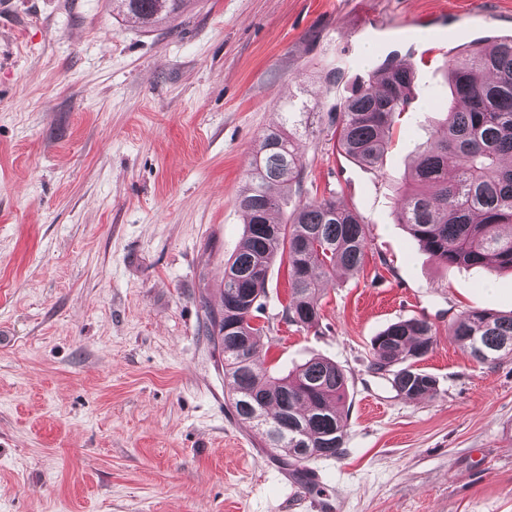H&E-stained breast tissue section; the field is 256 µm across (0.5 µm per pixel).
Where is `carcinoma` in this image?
Returning <instances> with one entry per match:
<instances>
[{
  "mask_svg": "<svg viewBox=\"0 0 512 512\" xmlns=\"http://www.w3.org/2000/svg\"><path fill=\"white\" fill-rule=\"evenodd\" d=\"M193 0H112V12L150 30L179 17ZM413 73L386 58L371 83L358 85L327 113L341 152L367 167L378 166L388 148L395 114L408 110ZM448 82L456 107L444 130L419 154L403 183L399 223L438 262L512 270V38L477 45L454 60ZM295 113L259 139L247 181L238 196L246 226L240 251L224 264L219 308L207 310L206 333L224 353L227 401L235 415L263 427L268 445L303 465L343 454L348 414L341 408L348 376L336 362L314 357L271 378L259 364L263 328L253 319L262 308L270 266L288 262V322L319 324L318 292L338 268L364 263L367 225L334 198L298 204L288 222L274 215L284 197L273 192L300 182ZM448 335L478 363L512 352V314L462 312ZM436 344L425 318L398 321L371 342V367H390L397 395L415 399L438 394L436 379L417 367ZM259 408L264 422L253 420Z\"/></svg>",
  "mask_w": 512,
  "mask_h": 512,
  "instance_id": "cac0c4a2",
  "label": "carcinoma"
}]
</instances>
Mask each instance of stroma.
Segmentation results:
<instances>
[{
    "instance_id": "35a3bbf8",
    "label": "stroma",
    "mask_w": 512,
    "mask_h": 512,
    "mask_svg": "<svg viewBox=\"0 0 512 512\" xmlns=\"http://www.w3.org/2000/svg\"><path fill=\"white\" fill-rule=\"evenodd\" d=\"M512 37V0H196L143 30L112 0L0 8V512H512V355L475 362L461 312H512V272L448 267L395 215L453 101L448 65ZM414 73L375 168L325 124L299 132L289 206L335 198L367 224L315 328L286 323V264L265 285L261 363L314 356L349 377L344 453L287 484L263 430L227 401L205 332L240 249L237 197L283 105L327 113L387 54ZM424 317L433 399L370 366L389 324Z\"/></svg>"
}]
</instances>
